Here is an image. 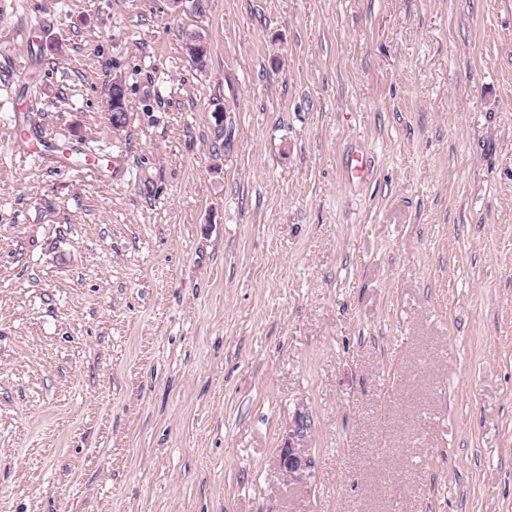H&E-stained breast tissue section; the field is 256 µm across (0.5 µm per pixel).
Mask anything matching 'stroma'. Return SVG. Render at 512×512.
Returning a JSON list of instances; mask_svg holds the SVG:
<instances>
[{"label": "stroma", "instance_id": "obj_1", "mask_svg": "<svg viewBox=\"0 0 512 512\" xmlns=\"http://www.w3.org/2000/svg\"><path fill=\"white\" fill-rule=\"evenodd\" d=\"M0 512H512V0H0ZM108 101H112V113H114L112 114L107 110L106 114L108 116V120L112 125L113 130L120 131L126 127L129 119V112L125 106V89L120 81H114L112 83V97L107 99V104ZM307 427L304 416L298 415L288 434V444L280 450L279 468L287 479L295 478L313 467L311 458L306 454L305 448H302Z\"/></svg>", "mask_w": 512, "mask_h": 512}]
</instances>
